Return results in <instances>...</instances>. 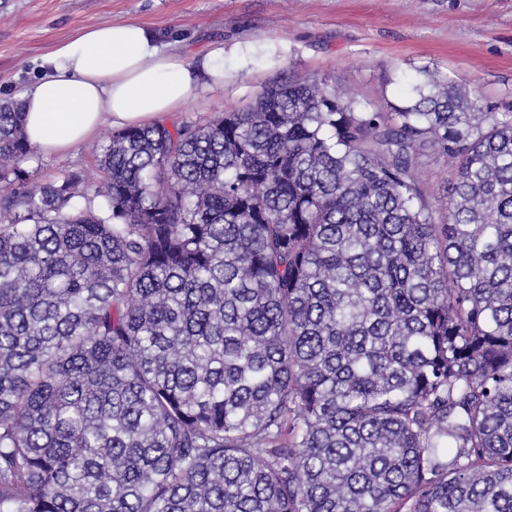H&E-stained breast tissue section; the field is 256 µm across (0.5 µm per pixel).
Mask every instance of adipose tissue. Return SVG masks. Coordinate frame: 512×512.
Segmentation results:
<instances>
[{
	"label": "adipose tissue",
	"instance_id": "ef3b65f1",
	"mask_svg": "<svg viewBox=\"0 0 512 512\" xmlns=\"http://www.w3.org/2000/svg\"><path fill=\"white\" fill-rule=\"evenodd\" d=\"M48 64L21 97L28 142L42 154L67 151L107 123H147L198 89L196 67L162 51L150 30L130 21L83 30Z\"/></svg>",
	"mask_w": 512,
	"mask_h": 512
}]
</instances>
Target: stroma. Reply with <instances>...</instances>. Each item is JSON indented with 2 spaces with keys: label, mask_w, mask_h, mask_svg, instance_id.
<instances>
[{
  "label": "stroma",
  "mask_w": 512,
  "mask_h": 512,
  "mask_svg": "<svg viewBox=\"0 0 512 512\" xmlns=\"http://www.w3.org/2000/svg\"><path fill=\"white\" fill-rule=\"evenodd\" d=\"M125 21L199 68L224 50L223 84L200 75L196 95L164 114L168 123L241 110L295 74L329 78L381 108L424 65L455 78L482 109L512 112V0H0V99L20 98L83 29ZM26 169L37 181L97 173L86 143L34 154Z\"/></svg>",
  "instance_id": "stroma-1"
}]
</instances>
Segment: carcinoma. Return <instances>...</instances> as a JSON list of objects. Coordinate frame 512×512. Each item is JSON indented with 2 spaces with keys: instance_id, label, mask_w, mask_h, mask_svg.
I'll use <instances>...</instances> for the list:
<instances>
[{
  "instance_id": "1",
  "label": "carcinoma",
  "mask_w": 512,
  "mask_h": 512,
  "mask_svg": "<svg viewBox=\"0 0 512 512\" xmlns=\"http://www.w3.org/2000/svg\"><path fill=\"white\" fill-rule=\"evenodd\" d=\"M387 107L293 76L35 182L0 102V512H512V112ZM451 171L452 168L448 165L446 158L434 160L424 170L421 179L433 197L437 198L443 193V188L448 182V175Z\"/></svg>"
}]
</instances>
